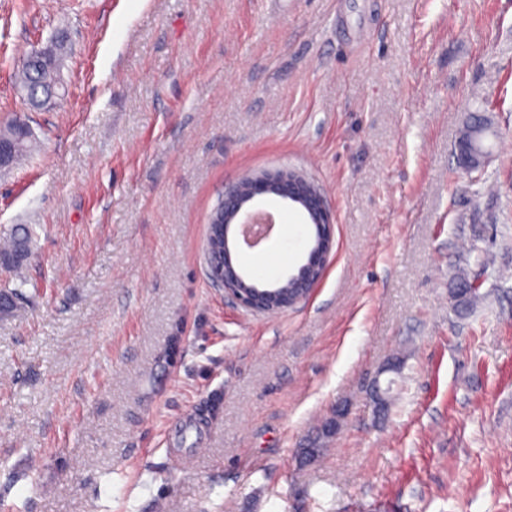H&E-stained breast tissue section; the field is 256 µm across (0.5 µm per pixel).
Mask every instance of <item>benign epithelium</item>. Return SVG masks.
<instances>
[{"label": "benign epithelium", "instance_id": "7a95c632", "mask_svg": "<svg viewBox=\"0 0 512 512\" xmlns=\"http://www.w3.org/2000/svg\"><path fill=\"white\" fill-rule=\"evenodd\" d=\"M473 130L476 138L466 147L464 168L468 171L481 169L486 161L480 145L484 126L479 122ZM268 196L278 197L302 212L311 226V246L297 273L288 276L277 287L259 292L249 286L251 277L237 263L236 254L245 228L256 223L257 213L252 211L253 205ZM334 229L335 219L320 191L305 176L287 168L253 173L229 190L212 212L206 250L208 277L249 311L284 310L296 304L320 279L332 249Z\"/></svg>", "mask_w": 512, "mask_h": 512}]
</instances>
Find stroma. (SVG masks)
I'll return each mask as SVG.
<instances>
[{
	"label": "stroma",
	"mask_w": 512,
	"mask_h": 512,
	"mask_svg": "<svg viewBox=\"0 0 512 512\" xmlns=\"http://www.w3.org/2000/svg\"><path fill=\"white\" fill-rule=\"evenodd\" d=\"M57 39L68 92L29 110L22 59ZM18 118L0 237L37 234L0 265L27 290L0 313V512H512V0H0ZM283 166L335 241L306 300L254 313L207 277L208 219ZM263 205L296 224L281 281L311 232ZM472 129L476 132V138L466 147L467 161L463 167L468 171L479 170L484 167L486 154L481 148L480 137L484 130L483 124L479 121L473 128L472 124L467 123L462 131L460 139L468 141L472 139Z\"/></svg>",
	"instance_id": "1"
}]
</instances>
